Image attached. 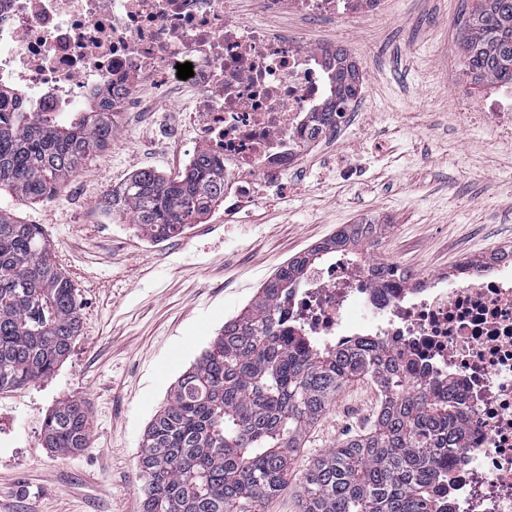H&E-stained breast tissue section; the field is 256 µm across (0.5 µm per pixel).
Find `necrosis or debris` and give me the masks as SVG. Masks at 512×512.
I'll return each instance as SVG.
<instances>
[{"instance_id":"necrosis-or-debris-1","label":"necrosis or debris","mask_w":512,"mask_h":512,"mask_svg":"<svg viewBox=\"0 0 512 512\" xmlns=\"http://www.w3.org/2000/svg\"><path fill=\"white\" fill-rule=\"evenodd\" d=\"M234 2L0 0V86L39 117L93 97L128 112L141 89L181 83L192 141L224 166V221L244 223L253 203L286 188L299 149L354 115L319 123L331 98L322 51L273 20L376 16L383 0H256V22L235 19ZM185 62L194 75L182 81ZM461 108L512 140V86L492 99L463 96ZM284 314L328 344L392 342L417 371L454 381L470 433L433 486L435 508L512 512V260L448 288L399 277L377 285L342 257L311 268Z\"/></svg>"}]
</instances>
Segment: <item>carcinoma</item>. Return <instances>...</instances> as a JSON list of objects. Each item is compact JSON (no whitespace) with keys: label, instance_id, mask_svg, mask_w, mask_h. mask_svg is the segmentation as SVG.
I'll return each mask as SVG.
<instances>
[{"label":"carcinoma","instance_id":"carcinoma-1","mask_svg":"<svg viewBox=\"0 0 512 512\" xmlns=\"http://www.w3.org/2000/svg\"><path fill=\"white\" fill-rule=\"evenodd\" d=\"M461 65L475 83L512 84V0H475L460 41ZM328 123L357 98L361 74L336 50ZM0 88V189L24 200L55 196L88 156L107 144L110 113L97 105L66 123L30 120ZM224 202V168L201 152L176 178L151 170L129 177L103 210L134 216L152 240L183 233ZM380 237L376 224H343L332 237L296 256L236 317L224 323L202 357L177 380L149 422L138 467L142 512H263L286 483L291 461L311 426L348 380L368 377L381 403L371 429L317 458L301 480L300 512H435L431 487L467 440L452 389L416 372L393 344L355 336L327 346L283 323L280 302L315 261L353 256L375 283L390 270L366 259ZM81 330V307L54 261L38 224L0 208V391L52 376ZM86 402H60L46 417L42 446L60 455L87 447Z\"/></svg>","mask_w":512,"mask_h":512}]
</instances>
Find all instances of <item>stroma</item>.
Instances as JSON below:
<instances>
[{
  "instance_id": "obj_1",
  "label": "stroma",
  "mask_w": 512,
  "mask_h": 512,
  "mask_svg": "<svg viewBox=\"0 0 512 512\" xmlns=\"http://www.w3.org/2000/svg\"><path fill=\"white\" fill-rule=\"evenodd\" d=\"M471 0H385L381 17L303 20L293 34L344 46L362 77L361 124L297 154L301 176L285 196L228 224L216 206L182 235L160 242L102 200L131 174L175 176L195 145L176 90L155 91L142 111L115 114L112 136L59 193L32 203L0 191V207L42 225L72 280L82 326L49 379L0 391V512H141L138 454L144 431L177 379L225 321L278 267L363 219L382 225L372 260L454 284L460 263L512 246V142L462 111L463 93L484 95L460 59ZM367 172L333 176L329 159ZM91 412L89 445L72 456L42 446L47 414L65 400ZM379 404L368 380L348 383L312 426L290 477L264 512H298L312 462L367 429Z\"/></svg>"
}]
</instances>
